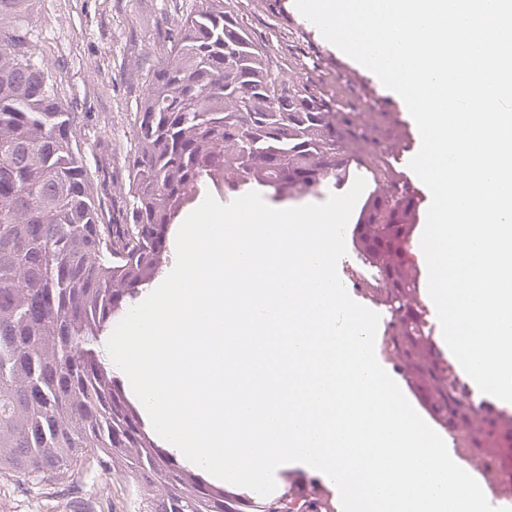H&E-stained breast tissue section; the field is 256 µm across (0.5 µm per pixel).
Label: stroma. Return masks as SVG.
Wrapping results in <instances>:
<instances>
[{"label": "stroma", "instance_id": "obj_1", "mask_svg": "<svg viewBox=\"0 0 512 512\" xmlns=\"http://www.w3.org/2000/svg\"><path fill=\"white\" fill-rule=\"evenodd\" d=\"M200 0H34L29 37L56 81L63 106L76 115V140L95 193L111 215L127 199L124 169L133 148L132 127L146 79L166 58L167 40ZM255 31L269 36L281 71L305 77L316 62L323 77L335 62L307 45L276 12L273 0H237ZM96 67L95 83L86 71ZM277 491L288 484L321 485L328 512H342L335 485L295 464L275 475ZM163 487L133 480L122 463L105 469L86 464L71 483L0 481V512H154Z\"/></svg>", "mask_w": 512, "mask_h": 512}]
</instances>
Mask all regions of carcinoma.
<instances>
[{
  "instance_id": "cac0c4a2",
  "label": "carcinoma",
  "mask_w": 512,
  "mask_h": 512,
  "mask_svg": "<svg viewBox=\"0 0 512 512\" xmlns=\"http://www.w3.org/2000/svg\"><path fill=\"white\" fill-rule=\"evenodd\" d=\"M31 6L0 0V477L69 479L92 448L96 465H112L118 452L142 482L163 486L156 512H250L249 500L190 480L154 448L100 349L102 333L154 278L161 236L204 182L227 195L256 185L285 201L342 184L349 158L369 147L380 159L375 179L389 184L384 200H393L400 184L390 179L380 113L365 119L320 77L285 79L269 39L233 0H201L146 81L129 197L104 224L74 113L27 37ZM395 315L420 330L403 304ZM435 403L450 424L471 412L451 377ZM498 431L477 429L473 446L496 443Z\"/></svg>"
}]
</instances>
